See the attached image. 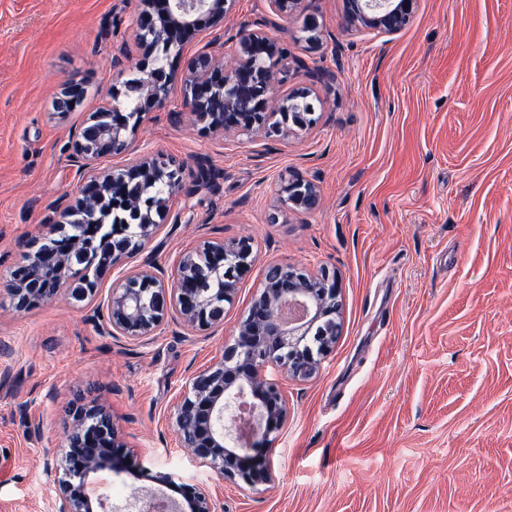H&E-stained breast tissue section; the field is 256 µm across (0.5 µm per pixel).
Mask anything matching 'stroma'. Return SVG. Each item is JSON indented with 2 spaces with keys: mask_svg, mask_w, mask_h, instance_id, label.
<instances>
[{
  "mask_svg": "<svg viewBox=\"0 0 512 512\" xmlns=\"http://www.w3.org/2000/svg\"><path fill=\"white\" fill-rule=\"evenodd\" d=\"M136 0H0V512H53L49 474L73 399H100L135 448L136 472L104 470L113 497L170 473L208 490L218 512H512V0H417L394 35L346 26L347 0H311L309 47L295 16L235 0L240 25L288 49L289 92L322 69L314 128L218 137L174 120L179 97L148 114L139 151H162L216 187L176 201L148 251L158 267L206 240L249 238L252 268L222 327L186 334L166 321L148 344L104 329L118 270L93 303L63 296L16 312L22 245L78 182L75 134L108 89L138 78L112 68L131 47ZM82 102L60 114L65 81ZM314 182L320 206H281L280 174ZM278 223H269L270 213ZM339 284V333L316 373L274 368L288 404L270 453L275 479L251 490L199 467L172 416L195 370L215 362L269 263ZM42 422L33 437L28 421Z\"/></svg>",
  "mask_w": 512,
  "mask_h": 512,
  "instance_id": "stroma-1",
  "label": "stroma"
}]
</instances>
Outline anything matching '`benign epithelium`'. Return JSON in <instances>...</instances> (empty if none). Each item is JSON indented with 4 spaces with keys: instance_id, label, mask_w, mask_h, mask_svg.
I'll return each instance as SVG.
<instances>
[{
    "instance_id": "7a95c632",
    "label": "benign epithelium",
    "mask_w": 512,
    "mask_h": 512,
    "mask_svg": "<svg viewBox=\"0 0 512 512\" xmlns=\"http://www.w3.org/2000/svg\"><path fill=\"white\" fill-rule=\"evenodd\" d=\"M234 0H138L131 37L141 51L135 82L137 111L119 104L124 92L112 89L108 109L91 115L74 142L71 162L79 169L77 200L63 194L52 206L58 219L44 224L43 237L25 244L21 263L13 274L10 294L18 312L57 299L69 280L82 274L73 256L81 237L63 251L52 248L51 235L75 213L99 222V201L111 193L123 211L138 219L132 225L141 246L112 233L108 264L120 269L107 305V332L115 339L151 341L162 324L178 319L190 332L224 325L226 306L234 301L237 282L224 271L245 275L252 266V246L243 237L230 242L206 240L195 252L206 256L209 278L218 288L203 294L195 288L192 253L184 254L174 274L156 272L150 259L138 260L144 245L158 233L154 216L171 210L172 201L190 198L198 183L214 175L199 167L195 183L185 182L184 166L160 153L132 157L134 133L147 113L165 109L173 92L182 99L185 115L196 118L206 131L224 136L234 132L286 135L291 127L317 123L309 101L312 90L277 91L281 83L276 64L288 57L280 42L262 32L241 28L225 37L224 16ZM271 11L288 16L306 10L307 0H269ZM416 0H349L346 23L361 30L393 35L410 22ZM215 29L200 50L185 55V47L208 29ZM232 44L235 65L224 66V48ZM82 84L65 83L56 111L68 112L82 98ZM104 157L128 158L107 172L95 162ZM278 195L285 206L313 210L320 204L316 186L295 174L278 177ZM247 314L233 339L224 344L219 361L191 375L179 401L175 431L181 447L196 463L218 477L242 481L253 488L273 480L272 435L287 415L286 400L268 381L263 368L281 367L295 378H308L317 369L313 351L303 349L298 337L319 322L320 334L336 336L338 285L327 270L307 273L285 263H270ZM64 443L58 449L61 476L57 477L54 512H112L105 492L90 491L92 475L108 469L119 474L133 467L134 450L115 427L112 413L101 402L74 401L63 409ZM178 501L151 488L133 491L136 512H216L210 494L194 484L179 485Z\"/></svg>"
}]
</instances>
